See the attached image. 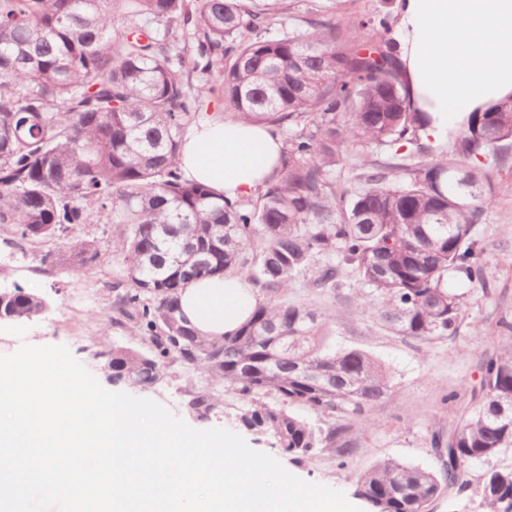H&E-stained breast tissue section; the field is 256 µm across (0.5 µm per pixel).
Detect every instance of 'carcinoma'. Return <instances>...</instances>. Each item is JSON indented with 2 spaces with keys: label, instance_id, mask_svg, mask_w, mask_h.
<instances>
[{
  "label": "carcinoma",
  "instance_id": "1",
  "mask_svg": "<svg viewBox=\"0 0 512 512\" xmlns=\"http://www.w3.org/2000/svg\"><path fill=\"white\" fill-rule=\"evenodd\" d=\"M286 10L281 0H0V231L38 244L112 215L124 284L103 318L150 345L96 352L112 381L147 387L178 360L207 374L209 386L189 392L199 416L231 390L247 403L245 428L283 452L343 455L336 438L364 427L393 394L390 378L363 350L325 348L331 315L282 295L300 277L334 291L350 268L362 313L407 338L456 337L463 301L445 284L450 273L485 282L475 228L494 201L487 167L512 149V99L468 114L453 158L437 155L421 140L425 113L411 106L390 14L271 33ZM217 98L284 136L280 168L254 199L231 202L179 167L184 133ZM380 147L409 153L380 163ZM345 154L358 159V188L340 193L331 171ZM98 258L87 242L70 246L76 271ZM243 272L266 297L235 332L200 338L180 317V292ZM3 295L4 322L44 310L20 288ZM470 401L451 433L430 436L441 468L382 460L354 495L372 512H428L445 489L473 486L486 512H512V466L494 463L512 448L511 348L484 360ZM477 461L488 467L474 480Z\"/></svg>",
  "mask_w": 512,
  "mask_h": 512
}]
</instances>
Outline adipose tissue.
<instances>
[{"mask_svg": "<svg viewBox=\"0 0 512 512\" xmlns=\"http://www.w3.org/2000/svg\"><path fill=\"white\" fill-rule=\"evenodd\" d=\"M398 15L411 104L431 117L426 142L450 146L463 115L512 98V0H398ZM282 147L271 127L205 112L183 136L180 168L187 180L245 198L276 172ZM257 304L236 275L192 282L181 296L186 320L208 339L233 332Z\"/></svg>", "mask_w": 512, "mask_h": 512, "instance_id": "obj_1", "label": "adipose tissue"}]
</instances>
